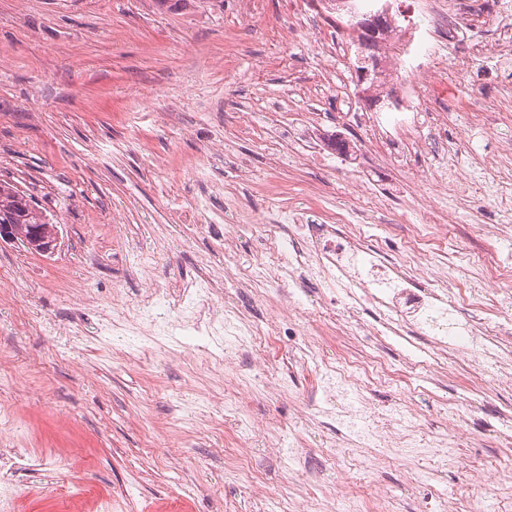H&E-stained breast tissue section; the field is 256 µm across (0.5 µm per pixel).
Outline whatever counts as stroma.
I'll return each instance as SVG.
<instances>
[{"mask_svg": "<svg viewBox=\"0 0 512 512\" xmlns=\"http://www.w3.org/2000/svg\"><path fill=\"white\" fill-rule=\"evenodd\" d=\"M303 0H0V179L11 181L59 226L53 255L0 243V373L25 385L0 388L15 453L37 462L14 478L16 512H66L68 501L102 493L94 512H286L332 501L337 491H395L403 512H448L447 491L465 484L473 512L496 494L480 470L448 468V402L466 408L459 449L490 461L512 456V384L491 400L475 392L479 370L451 360L446 372L426 356L377 333L371 304L350 310L341 289L303 274L271 301L237 290L262 257L245 233L224 257V214L284 236L282 207L347 213L367 243L405 258L424 193L441 194L438 236L423 239L414 273L430 277L439 254L460 267L466 288H491L498 320L512 324V276L491 264L507 255L497 237L512 212L445 192L437 177L449 153L461 172L496 159L512 174V115L502 112L512 64L496 65L512 0H464V35L442 46L449 64L433 75L442 91L408 132L421 152L387 166L380 144L347 110L335 77L348 60L319 43L347 18L329 14L286 31ZM488 59L455 66L470 38ZM459 100L438 149L434 113ZM346 141L337 162L335 139ZM376 189L380 205L361 212L348 189ZM210 280L215 330L157 336L138 323L136 302ZM127 304L120 329L112 306ZM273 322L266 355L243 336L224 341L226 315ZM358 316L349 349L375 351L394 368L385 382L356 388L376 417L393 405L415 415L422 457H385L326 418L324 375L337 355V320ZM193 447H182L184 437ZM244 452L257 478L227 463ZM78 454L74 468H60ZM344 470H337V460Z\"/></svg>", "mask_w": 512, "mask_h": 512, "instance_id": "35a3bbf8", "label": "stroma"}]
</instances>
